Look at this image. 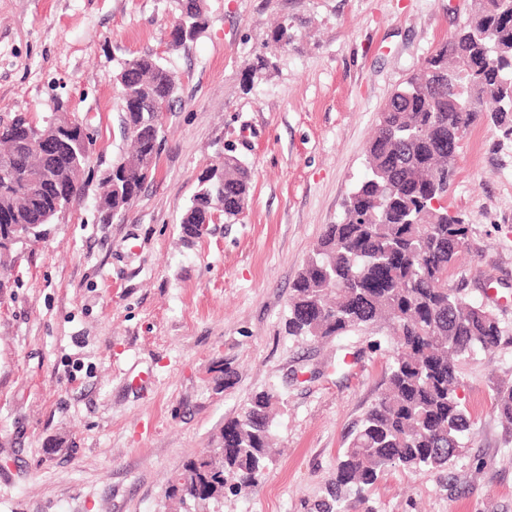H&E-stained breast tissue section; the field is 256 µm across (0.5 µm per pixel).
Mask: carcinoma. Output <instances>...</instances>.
I'll return each mask as SVG.
<instances>
[{
    "mask_svg": "<svg viewBox=\"0 0 512 512\" xmlns=\"http://www.w3.org/2000/svg\"><path fill=\"white\" fill-rule=\"evenodd\" d=\"M187 38L205 28L203 0H178ZM121 85V130L128 151L112 163L116 177L101 179L95 199L99 223L121 217L155 169L164 129L154 131L153 104L172 108L177 81L154 54L127 62ZM475 106L463 110L459 103ZM70 115L62 102L38 118L17 112L0 118V264L12 248L44 239L49 226L79 204L90 155L77 135L59 130L62 147L33 150L29 135L53 130ZM490 122L512 138V8L507 0H473L469 20L426 58L380 111L367 148V166L292 285L288 335L321 340L391 325L396 342L385 388L365 414L331 482L336 512H351L391 469L417 474L443 470L465 447L471 421L458 390L461 365L475 351L498 348L504 336L484 305L449 285L469 225L448 210V186L461 142L471 127ZM252 169L235 155L198 178L179 224L185 241L212 224L210 201L224 196V223L247 206ZM495 408L512 427V384L495 386ZM280 404L275 390L250 396L242 413L224 423L214 447L186 462L168 488L180 504L204 512L216 486L232 493L259 486L271 459V425Z\"/></svg>",
    "mask_w": 512,
    "mask_h": 512,
    "instance_id": "1",
    "label": "carcinoma"
}]
</instances>
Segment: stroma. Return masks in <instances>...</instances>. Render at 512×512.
I'll use <instances>...</instances> for the list:
<instances>
[{
	"instance_id": "35a3bbf8",
	"label": "stroma",
	"mask_w": 512,
	"mask_h": 512,
	"mask_svg": "<svg viewBox=\"0 0 512 512\" xmlns=\"http://www.w3.org/2000/svg\"><path fill=\"white\" fill-rule=\"evenodd\" d=\"M472 6L206 0L205 29L171 50L178 0H0V116L62 100L94 134L83 201L4 273L0 512H173L165 491L186 461L269 389L281 404L266 478L212 512H327L391 344L289 335L292 283L363 177L381 108ZM145 53L176 75L177 101L154 176L101 224L98 182L126 149L116 77ZM229 151L254 170L248 206L183 243L180 213ZM456 170L447 203L469 238L451 283L507 338L461 367L472 434L449 468L390 472L356 512H512V432L493 405L494 385L512 381V138L477 125Z\"/></svg>"
}]
</instances>
